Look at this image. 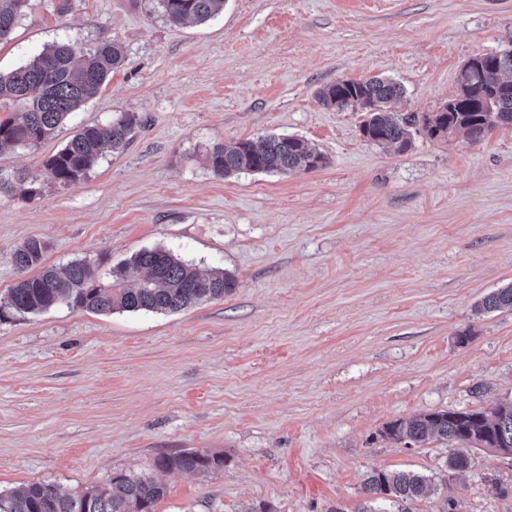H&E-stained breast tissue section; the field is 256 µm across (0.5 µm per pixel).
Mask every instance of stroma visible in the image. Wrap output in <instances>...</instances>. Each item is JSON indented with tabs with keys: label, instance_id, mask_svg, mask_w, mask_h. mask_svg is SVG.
I'll return each instance as SVG.
<instances>
[{
	"label": "stroma",
	"instance_id": "35a3bbf8",
	"mask_svg": "<svg viewBox=\"0 0 512 512\" xmlns=\"http://www.w3.org/2000/svg\"><path fill=\"white\" fill-rule=\"evenodd\" d=\"M107 41L124 61L34 148L0 151L30 180L83 126L141 121L78 182L0 194V300L14 251L101 276L143 249L224 270V298L174 313L61 305L0 319V492L164 485L155 512H356L372 470L438 477L450 445L408 448L390 422L512 399V310L476 315L512 282V127L483 140L369 142L364 115L321 104L341 78L403 85L399 112H434L471 57L512 45V0H224L172 25L156 0H30L0 72L49 43ZM299 136L326 157L288 176H216L205 150ZM471 331L467 345L456 342ZM223 455L206 473L157 472L161 453ZM448 491L413 512H512V461L470 450Z\"/></svg>",
	"mask_w": 512,
	"mask_h": 512
}]
</instances>
